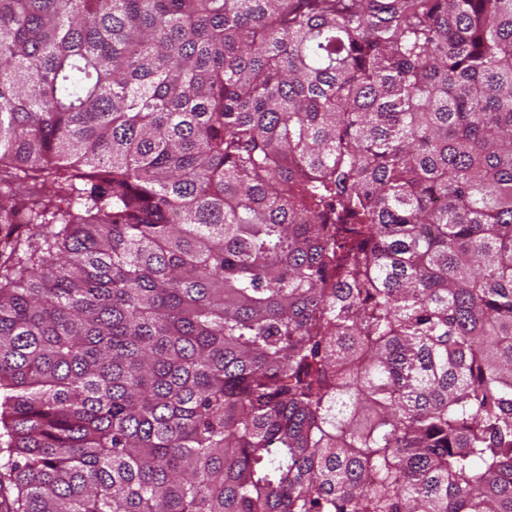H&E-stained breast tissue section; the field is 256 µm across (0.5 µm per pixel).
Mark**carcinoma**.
<instances>
[{
	"label": "carcinoma",
	"mask_w": 512,
	"mask_h": 512,
	"mask_svg": "<svg viewBox=\"0 0 512 512\" xmlns=\"http://www.w3.org/2000/svg\"><path fill=\"white\" fill-rule=\"evenodd\" d=\"M7 512H512V0H0Z\"/></svg>",
	"instance_id": "obj_1"
}]
</instances>
